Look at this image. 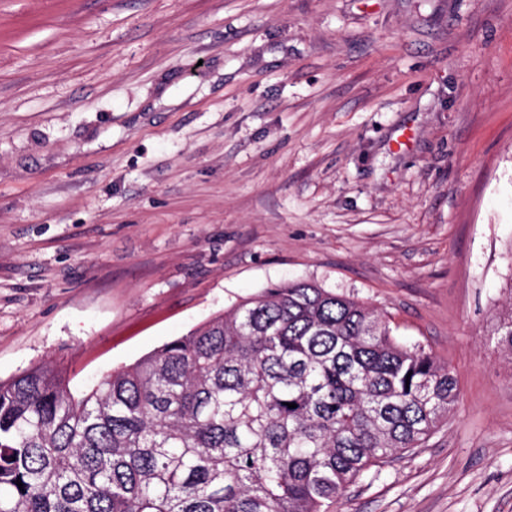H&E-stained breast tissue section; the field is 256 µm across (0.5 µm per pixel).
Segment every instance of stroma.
I'll use <instances>...</instances> for the list:
<instances>
[{"mask_svg": "<svg viewBox=\"0 0 512 512\" xmlns=\"http://www.w3.org/2000/svg\"><path fill=\"white\" fill-rule=\"evenodd\" d=\"M296 279L458 384L341 512H512V0H0V379ZM491 336H494L495 347L505 358L512 361V305L509 309L497 313L494 319Z\"/></svg>", "mask_w": 512, "mask_h": 512, "instance_id": "obj_1", "label": "stroma"}]
</instances>
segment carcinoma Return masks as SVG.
<instances>
[{
  "instance_id": "1",
  "label": "carcinoma",
  "mask_w": 512,
  "mask_h": 512,
  "mask_svg": "<svg viewBox=\"0 0 512 512\" xmlns=\"http://www.w3.org/2000/svg\"><path fill=\"white\" fill-rule=\"evenodd\" d=\"M491 335L512 360V305ZM458 399L374 309L293 281L79 395L54 365L0 380V512H330Z\"/></svg>"
}]
</instances>
